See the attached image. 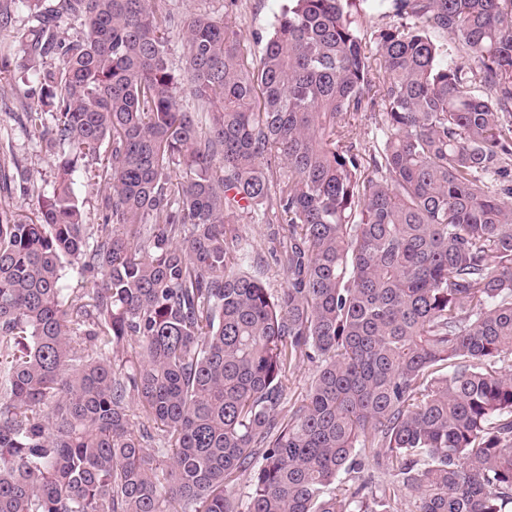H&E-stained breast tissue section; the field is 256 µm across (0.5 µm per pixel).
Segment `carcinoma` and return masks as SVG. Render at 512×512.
<instances>
[{
  "instance_id": "carcinoma-1",
  "label": "carcinoma",
  "mask_w": 512,
  "mask_h": 512,
  "mask_svg": "<svg viewBox=\"0 0 512 512\" xmlns=\"http://www.w3.org/2000/svg\"><path fill=\"white\" fill-rule=\"evenodd\" d=\"M359 3L396 17L371 45ZM13 4L55 181L0 151L35 199L0 208V512H512V0H282L254 70L191 14L179 73L155 0H10L0 25ZM252 213L284 225L275 292L233 228ZM363 448L396 471L380 494L337 485ZM75 191L79 200L83 202L84 210L87 213L88 223L94 224L92 232L97 233V224L101 223L98 219V200H99V189L98 186L86 179L79 177L77 184L75 185ZM314 374L315 366L308 362L288 371L287 388L283 403L280 406L281 416L288 415L291 409L299 404L300 400L307 393Z\"/></svg>"
}]
</instances>
